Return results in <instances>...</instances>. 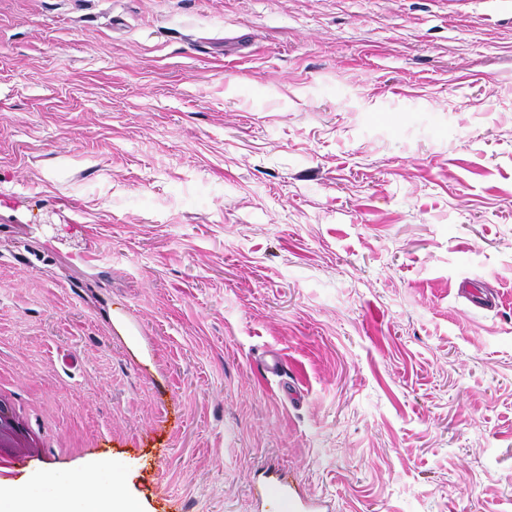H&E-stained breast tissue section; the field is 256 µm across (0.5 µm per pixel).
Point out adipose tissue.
Masks as SVG:
<instances>
[{
    "label": "adipose tissue",
    "mask_w": 512,
    "mask_h": 512,
    "mask_svg": "<svg viewBox=\"0 0 512 512\" xmlns=\"http://www.w3.org/2000/svg\"><path fill=\"white\" fill-rule=\"evenodd\" d=\"M78 482L80 495L75 500L58 497L49 490L42 497L29 499L25 497L23 489L2 485L0 502L17 501L18 506L14 512H82L83 504L88 502L94 503L93 512H117L116 502L101 493L93 476L79 474Z\"/></svg>",
    "instance_id": "1"
}]
</instances>
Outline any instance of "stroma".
Instances as JSON below:
<instances>
[{
  "instance_id": "obj_1",
  "label": "stroma",
  "mask_w": 512,
  "mask_h": 512,
  "mask_svg": "<svg viewBox=\"0 0 512 512\" xmlns=\"http://www.w3.org/2000/svg\"><path fill=\"white\" fill-rule=\"evenodd\" d=\"M0 374L140 512H512V0H0ZM265 512H306L305 503L288 478L278 471H267L261 487Z\"/></svg>"
}]
</instances>
